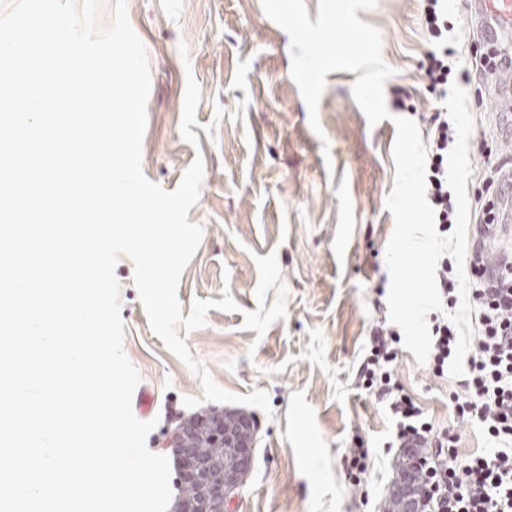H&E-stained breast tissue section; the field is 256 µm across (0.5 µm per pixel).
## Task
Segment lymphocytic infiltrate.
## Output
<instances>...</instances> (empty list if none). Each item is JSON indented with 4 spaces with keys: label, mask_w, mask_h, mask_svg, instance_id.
<instances>
[{
    "label": "lymphocytic infiltrate",
    "mask_w": 512,
    "mask_h": 512,
    "mask_svg": "<svg viewBox=\"0 0 512 512\" xmlns=\"http://www.w3.org/2000/svg\"><path fill=\"white\" fill-rule=\"evenodd\" d=\"M425 23L434 40L425 75L434 90L457 73L455 51L448 45V14L440 0H428ZM454 142L455 129L446 110H437L430 117L426 179L427 199L442 233L456 222V206L446 181L447 155ZM495 221L494 200L477 198L468 225L467 271L478 323L469 349L464 393L453 398L458 418L484 428L491 442L489 452L459 459L458 436L435 431L424 421L420 408L401 393L392 373L400 335L385 321L371 327L367 353L356 374L360 385L372 391L391 414L397 450L424 449L428 469L423 489L432 495L434 512H512V264L502 268L495 283L483 278Z\"/></svg>",
    "instance_id": "lymphocytic-infiltrate-1"
}]
</instances>
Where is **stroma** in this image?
I'll return each instance as SVG.
<instances>
[{
  "instance_id": "stroma-1",
  "label": "stroma",
  "mask_w": 512,
  "mask_h": 512,
  "mask_svg": "<svg viewBox=\"0 0 512 512\" xmlns=\"http://www.w3.org/2000/svg\"><path fill=\"white\" fill-rule=\"evenodd\" d=\"M151 71L142 143L146 177L175 190L195 159L204 176L189 222L203 229L177 297L183 314L196 301L231 294L237 311L209 310L185 334L193 357L217 385L248 395L265 391L271 410L232 409L256 424L252 467L231 512H384L398 452L388 450L393 422L358 388L356 371L371 326L388 314L386 247L394 230L385 206L396 181L394 117L426 119L439 100L422 69L432 40L424 0H377L358 11L382 36L394 74L385 83L388 119L369 124L352 97L357 73L327 74L318 105L321 132L291 77L290 39L261 0H124ZM448 45L460 69L486 62L466 0H447ZM465 90L475 117L469 141L473 174L467 197L484 190L483 171L512 140L497 133L501 102L487 85ZM124 322V352L154 396L157 422L146 444L162 453L177 422L203 417L218 403L149 324L134 285V266L115 268ZM395 376L435 430H453L458 452L486 448L481 428L457 419L449 394L460 380L437 374L400 350ZM198 399L188 408L184 398ZM370 452L361 485L343 457L353 439Z\"/></svg>"
}]
</instances>
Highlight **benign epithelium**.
Listing matches in <instances>:
<instances>
[{
    "instance_id": "1",
    "label": "benign epithelium",
    "mask_w": 512,
    "mask_h": 512,
    "mask_svg": "<svg viewBox=\"0 0 512 512\" xmlns=\"http://www.w3.org/2000/svg\"><path fill=\"white\" fill-rule=\"evenodd\" d=\"M211 446L238 448L240 452L230 462L223 463V470L216 471L214 461L202 457L199 445V423L181 421L170 433L165 447L173 450L182 463V476L198 489L197 500L188 506L192 512H228L229 504L239 490L252 465L253 435L255 425L240 414L215 411L204 421ZM402 501V512H429L428 497L419 487L405 482L391 490Z\"/></svg>"
}]
</instances>
